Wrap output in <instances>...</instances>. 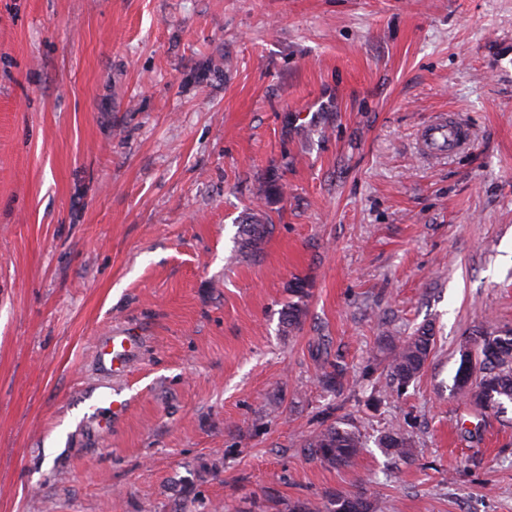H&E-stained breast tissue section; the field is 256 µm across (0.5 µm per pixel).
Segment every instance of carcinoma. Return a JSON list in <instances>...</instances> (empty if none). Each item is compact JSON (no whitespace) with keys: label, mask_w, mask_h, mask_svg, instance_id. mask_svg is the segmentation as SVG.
I'll list each match as a JSON object with an SVG mask.
<instances>
[{"label":"carcinoma","mask_w":512,"mask_h":512,"mask_svg":"<svg viewBox=\"0 0 512 512\" xmlns=\"http://www.w3.org/2000/svg\"><path fill=\"white\" fill-rule=\"evenodd\" d=\"M268 225L256 217L243 224V247L254 256L262 254ZM301 301L288 304L283 324L293 330L300 326ZM433 344L432 334L420 328L410 336L388 345L386 385L392 392L403 391L423 371ZM459 365L453 390L467 408L482 413L504 412L505 403H512V328L482 330L464 337L459 345ZM381 447L390 454L410 458L411 440L402 429L391 430L380 438ZM310 454L331 466H348L361 453L363 443L359 433L338 424L326 425L306 442ZM381 501L369 502L361 497L332 494L320 506L311 509L297 503L288 512H384Z\"/></svg>","instance_id":"cac0c4a2"}]
</instances>
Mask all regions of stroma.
<instances>
[{"label":"stroma","mask_w":512,"mask_h":512,"mask_svg":"<svg viewBox=\"0 0 512 512\" xmlns=\"http://www.w3.org/2000/svg\"><path fill=\"white\" fill-rule=\"evenodd\" d=\"M443 113L471 143L425 158ZM504 325L512 0H0V512H512V404L452 391ZM422 326L384 395L383 343ZM334 422L365 441L344 468L305 449ZM268 233L267 224H262L255 216L248 217L242 228L243 247L248 250L251 256L259 257L262 254V246ZM432 337L430 329L420 328L388 345L386 385L391 392L400 393L419 377L431 352ZM380 445L382 448L391 454L401 459L410 458V449L412 448L411 440L402 429L391 430L385 433L380 438ZM382 501L369 502L361 497H350L332 494L314 509L305 504L297 503L288 508L289 512H383Z\"/></svg>","instance_id":"1"}]
</instances>
